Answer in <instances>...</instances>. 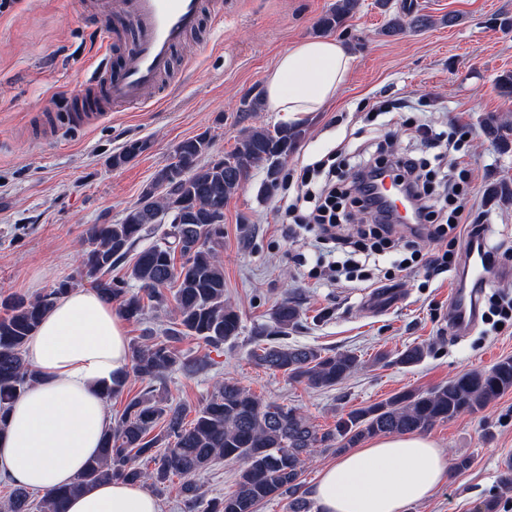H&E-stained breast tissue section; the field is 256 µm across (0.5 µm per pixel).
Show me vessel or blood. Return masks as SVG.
Listing matches in <instances>:
<instances>
[{"label": "vessel or blood", "instance_id": "vessel-or-blood-1", "mask_svg": "<svg viewBox=\"0 0 512 512\" xmlns=\"http://www.w3.org/2000/svg\"><path fill=\"white\" fill-rule=\"evenodd\" d=\"M104 46H111L113 23L133 21L135 41L122 57L115 77L95 72L91 81L70 94V122L90 129L112 112L132 105L155 104L173 68V51L197 32L203 22L224 21L223 0H77ZM496 272L481 254L470 251L464 261L462 283L450 299L449 321L456 329L474 325L477 296Z\"/></svg>", "mask_w": 512, "mask_h": 512}]
</instances>
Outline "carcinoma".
Returning a JSON list of instances; mask_svg holds the SVG:
<instances>
[{
	"mask_svg": "<svg viewBox=\"0 0 512 512\" xmlns=\"http://www.w3.org/2000/svg\"><path fill=\"white\" fill-rule=\"evenodd\" d=\"M357 8V0H336L322 17L321 28L341 26ZM301 131L282 126L245 128L237 147L226 156L200 165L209 140L200 135L176 145L173 161L161 169L154 184L131 207L119 224H94L82 254V273L105 298L119 302L124 317L139 321L148 306H167L173 290L175 309L163 339L146 336L131 344L130 372L147 387L131 397L103 437L100 451L87 461L69 485L48 493L37 504L27 489L15 486L7 512H66L68 501L109 479L143 483L159 492L173 476L181 487L188 512H258L275 496L290 498V512H311V503L299 495L300 475L320 448L342 452L380 434L425 432L436 423L466 412H476L512 391V358L487 370H473L428 391H403L384 402L353 410L321 432L292 408L266 402L232 379L217 383L211 395L186 421L187 408L174 406L154 387L176 371H205L207 356L188 359L174 347L194 336L218 348L237 338L240 317L224 299V267L220 258L224 240V202L248 178L253 168H266L265 192L279 184L282 166ZM144 150L133 142L112 156V166L129 163ZM165 188L157 195L156 190ZM171 217L176 223L163 232L162 241L141 250L124 278H112V267L122 263L134 247ZM182 262L175 263V254ZM143 294L129 291V281ZM75 285L63 280L33 299L0 301V429L13 400L37 381L24 359V346L42 316ZM300 317L290 301L279 303L272 324L256 330L252 357L257 365L281 372L313 389H328L356 371L353 353L324 354L308 347L278 344ZM423 345L407 347L397 357L416 364L426 356ZM153 457L154 468L137 461ZM241 465L235 489L222 498L205 500L196 476L216 460Z\"/></svg>",
	"mask_w": 512,
	"mask_h": 512,
	"instance_id": "1",
	"label": "carcinoma"
}]
</instances>
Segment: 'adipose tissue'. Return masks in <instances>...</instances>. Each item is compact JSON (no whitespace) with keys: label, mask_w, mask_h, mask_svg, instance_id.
<instances>
[{"label":"adipose tissue","mask_w":512,"mask_h":512,"mask_svg":"<svg viewBox=\"0 0 512 512\" xmlns=\"http://www.w3.org/2000/svg\"><path fill=\"white\" fill-rule=\"evenodd\" d=\"M351 65L337 40L294 44L266 78L270 109L291 122L322 110ZM25 359L40 380L10 406L0 481L47 493L76 478L112 425L101 389L130 367L124 322L96 290L71 291L45 314ZM449 465V454L426 436H382L324 466L313 498L319 512H405L446 482ZM67 512L160 509L141 485L111 480L73 498Z\"/></svg>","instance_id":"1"}]
</instances>
